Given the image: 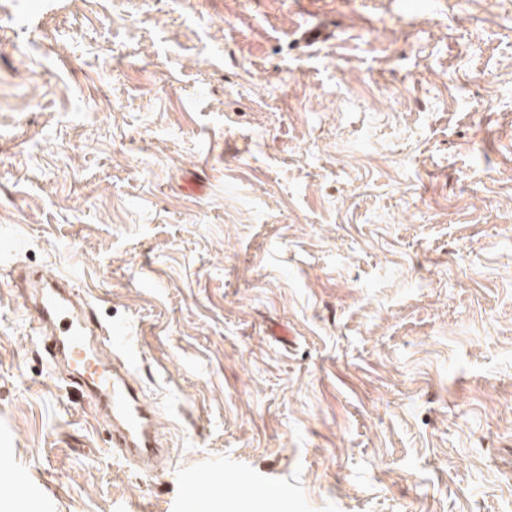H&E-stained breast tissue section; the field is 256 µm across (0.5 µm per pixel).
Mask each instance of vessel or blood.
<instances>
[{
	"mask_svg": "<svg viewBox=\"0 0 512 512\" xmlns=\"http://www.w3.org/2000/svg\"><path fill=\"white\" fill-rule=\"evenodd\" d=\"M71 277L40 281L23 302L33 313V328L55 366L66 367L74 384L97 396V407L112 428V447L128 462L150 471L164 458L156 411L131 380L124 360L105 361L97 350L111 325L102 323L90 304L72 300Z\"/></svg>",
	"mask_w": 512,
	"mask_h": 512,
	"instance_id": "obj_1",
	"label": "vessel or blood"
}]
</instances>
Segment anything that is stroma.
I'll return each mask as SVG.
<instances>
[{"label":"stroma","mask_w":512,"mask_h":512,"mask_svg":"<svg viewBox=\"0 0 512 512\" xmlns=\"http://www.w3.org/2000/svg\"><path fill=\"white\" fill-rule=\"evenodd\" d=\"M15 269L124 324L163 469ZM226 465L275 512H512V0H0V473L266 512Z\"/></svg>","instance_id":"35a3bbf8"}]
</instances>
